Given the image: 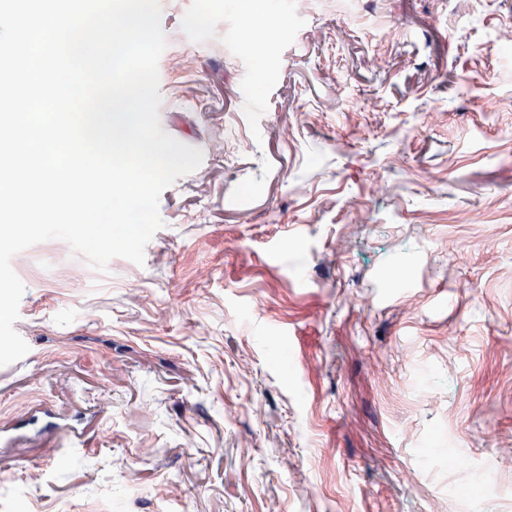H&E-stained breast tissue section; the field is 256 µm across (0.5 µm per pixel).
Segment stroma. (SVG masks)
<instances>
[{"mask_svg":"<svg viewBox=\"0 0 512 512\" xmlns=\"http://www.w3.org/2000/svg\"><path fill=\"white\" fill-rule=\"evenodd\" d=\"M272 2L160 0L144 265L12 258L0 512H512V0Z\"/></svg>","mask_w":512,"mask_h":512,"instance_id":"stroma-1","label":"stroma"}]
</instances>
